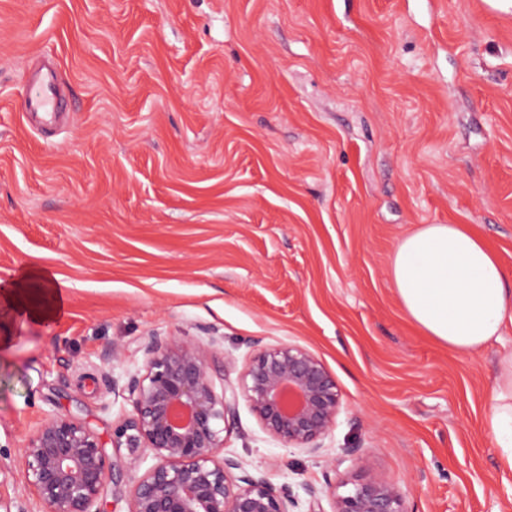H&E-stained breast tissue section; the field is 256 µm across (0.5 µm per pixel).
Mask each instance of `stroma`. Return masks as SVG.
<instances>
[{"mask_svg":"<svg viewBox=\"0 0 512 512\" xmlns=\"http://www.w3.org/2000/svg\"><path fill=\"white\" fill-rule=\"evenodd\" d=\"M58 68L68 112L37 130L26 65ZM464 224L512 273V11L489 0H0V280L66 283L56 320L0 312V512H38L18 448L53 411L104 444L123 368L152 333L215 337L216 388L258 346L334 377L319 452L271 438L239 398L224 454L299 512L348 447L410 512H512L485 430L502 342L459 356L389 276L398 242ZM122 351V367L107 359ZM99 512H130L123 453Z\"/></svg>","mask_w":512,"mask_h":512,"instance_id":"1","label":"stroma"}]
</instances>
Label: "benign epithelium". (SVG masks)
<instances>
[{
  "mask_svg": "<svg viewBox=\"0 0 512 512\" xmlns=\"http://www.w3.org/2000/svg\"><path fill=\"white\" fill-rule=\"evenodd\" d=\"M213 344L153 333L143 364L127 371L124 392L132 410L112 429V447L126 449L137 474L131 512H288L296 504L279 488L248 473L245 462L223 456L243 393L266 433L290 447L316 452L341 408L336 382L324 364L295 344L264 348L245 365L240 389L217 393ZM357 472L334 473L324 492L332 512H408L399 484L373 471L365 449H344ZM29 493L42 512H100L111 465L89 422L65 411L47 415L20 448ZM154 463L143 467L147 457Z\"/></svg>",
  "mask_w": 512,
  "mask_h": 512,
  "instance_id": "benign-epithelium-1",
  "label": "benign epithelium"
}]
</instances>
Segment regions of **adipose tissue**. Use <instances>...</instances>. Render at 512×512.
Masks as SVG:
<instances>
[{
	"label": "adipose tissue",
	"instance_id": "1",
	"mask_svg": "<svg viewBox=\"0 0 512 512\" xmlns=\"http://www.w3.org/2000/svg\"><path fill=\"white\" fill-rule=\"evenodd\" d=\"M399 302L426 335L461 355L501 341L512 323L508 275L486 241L462 224H428L404 237L391 259ZM66 296L57 275L33 266L0 289V305L37 321L56 318ZM497 395L486 426L499 462L512 470V351L496 365Z\"/></svg>",
	"mask_w": 512,
	"mask_h": 512
}]
</instances>
